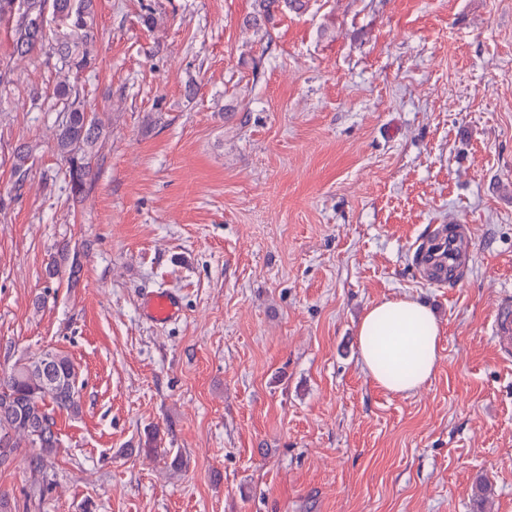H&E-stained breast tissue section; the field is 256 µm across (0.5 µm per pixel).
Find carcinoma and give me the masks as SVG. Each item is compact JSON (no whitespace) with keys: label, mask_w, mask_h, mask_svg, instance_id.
I'll return each instance as SVG.
<instances>
[{"label":"carcinoma","mask_w":512,"mask_h":512,"mask_svg":"<svg viewBox=\"0 0 512 512\" xmlns=\"http://www.w3.org/2000/svg\"><path fill=\"white\" fill-rule=\"evenodd\" d=\"M282 6L299 11L305 8L306 0H255L251 26L270 21ZM96 15L97 0H0V26L9 30L12 45V64L0 66V86L8 82L18 61L36 53L54 60V96L61 108L52 126V139L66 165L65 179L76 202L82 201L96 180V148L109 129L103 118L88 107L76 83L78 74L96 64ZM31 153L28 146L14 151L12 170L17 189L27 179ZM80 271L75 253L65 267L52 262L46 276L56 280L66 274L75 279ZM56 410L74 416L80 412L77 372L69 355L46 350L0 372V467L12 464L19 449H28L33 482L27 493V508L41 500L62 445L52 415Z\"/></svg>","instance_id":"obj_1"}]
</instances>
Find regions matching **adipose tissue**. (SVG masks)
Masks as SVG:
<instances>
[{
	"label": "adipose tissue",
	"instance_id": "ef3b65f1",
	"mask_svg": "<svg viewBox=\"0 0 512 512\" xmlns=\"http://www.w3.org/2000/svg\"><path fill=\"white\" fill-rule=\"evenodd\" d=\"M440 334L439 322L423 301L408 296L382 300L359 323L361 362L377 386L415 392L437 364Z\"/></svg>",
	"mask_w": 512,
	"mask_h": 512
}]
</instances>
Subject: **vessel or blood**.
I'll return each mask as SVG.
<instances>
[{
	"instance_id": "obj_1",
	"label": "vessel or blood",
	"mask_w": 512,
	"mask_h": 512,
	"mask_svg": "<svg viewBox=\"0 0 512 512\" xmlns=\"http://www.w3.org/2000/svg\"><path fill=\"white\" fill-rule=\"evenodd\" d=\"M471 240V228L467 225L440 230L420 259L426 277L440 285L456 281L465 267ZM143 311L153 321L165 323L177 315L179 300L170 292H152L143 300ZM493 334L502 354L511 355L512 305L503 304L497 311L493 323Z\"/></svg>"
}]
</instances>
